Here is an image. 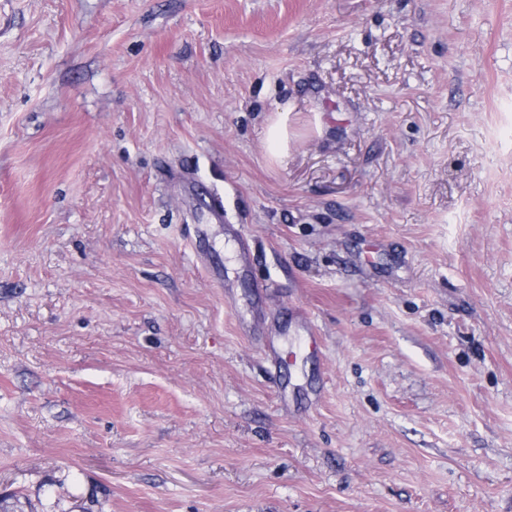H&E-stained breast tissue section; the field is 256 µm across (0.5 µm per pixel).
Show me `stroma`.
I'll use <instances>...</instances> for the list:
<instances>
[{
  "label": "stroma",
  "instance_id": "35a3bbf8",
  "mask_svg": "<svg viewBox=\"0 0 512 512\" xmlns=\"http://www.w3.org/2000/svg\"><path fill=\"white\" fill-rule=\"evenodd\" d=\"M0 507L512 512V0H0Z\"/></svg>",
  "mask_w": 512,
  "mask_h": 512
}]
</instances>
